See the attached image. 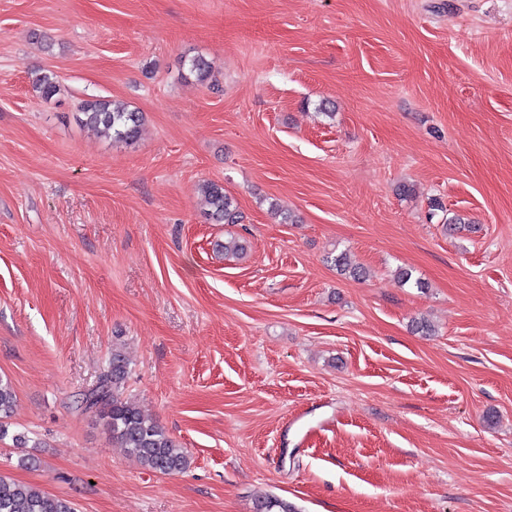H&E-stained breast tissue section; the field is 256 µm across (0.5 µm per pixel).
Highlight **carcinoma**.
<instances>
[{
  "label": "carcinoma",
  "instance_id": "obj_1",
  "mask_svg": "<svg viewBox=\"0 0 512 512\" xmlns=\"http://www.w3.org/2000/svg\"><path fill=\"white\" fill-rule=\"evenodd\" d=\"M188 70L196 79L205 83L214 74L213 62L202 55L188 59ZM32 88L44 99L53 98L60 91L56 75L39 69L31 76ZM79 122L114 142L131 146L141 137L144 117L142 112L125 103L111 99H92L80 106ZM205 216L214 224H237L241 219L237 202L224 186L207 182L203 185ZM224 256H240L246 244L229 238L216 244ZM334 266L353 279L366 277V270L351 263L347 252L342 251L333 259ZM128 375L125 358L117 351L112 362L95 384L80 397L78 407L86 414H93L130 456L144 468L163 475L184 471L189 458L184 449L174 441L166 428L155 418L143 413L133 402L123 396L122 388ZM16 395L11 381L0 376V440L9 436L10 419ZM0 512H75L72 503L37 488L10 483L0 475ZM258 512H295V507L278 497H268L258 505Z\"/></svg>",
  "mask_w": 512,
  "mask_h": 512
}]
</instances>
